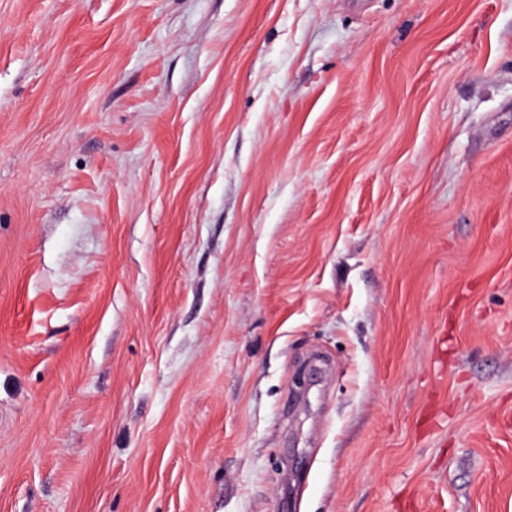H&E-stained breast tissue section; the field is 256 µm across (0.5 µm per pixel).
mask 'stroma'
<instances>
[{"instance_id": "35a3bbf8", "label": "stroma", "mask_w": 512, "mask_h": 512, "mask_svg": "<svg viewBox=\"0 0 512 512\" xmlns=\"http://www.w3.org/2000/svg\"><path fill=\"white\" fill-rule=\"evenodd\" d=\"M0 512H512V0H0Z\"/></svg>"}]
</instances>
